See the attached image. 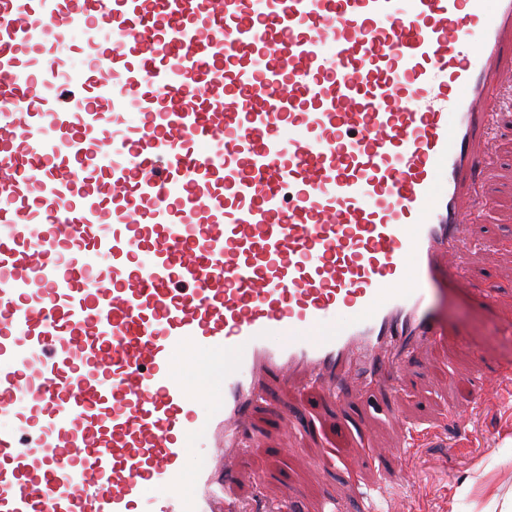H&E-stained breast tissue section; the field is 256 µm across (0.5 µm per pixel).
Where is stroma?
<instances>
[{
  "label": "stroma",
  "instance_id": "35a3bbf8",
  "mask_svg": "<svg viewBox=\"0 0 512 512\" xmlns=\"http://www.w3.org/2000/svg\"><path fill=\"white\" fill-rule=\"evenodd\" d=\"M486 186L488 206L475 209L478 239L465 252L460 274L440 285L423 284V303L445 327V339L404 355L408 385L386 382L370 391L337 387L336 397L296 392L272 384L252 418L253 445L239 459L248 508L263 496L287 491L300 512H319L334 499L343 512H363V490L385 486L384 512H501L512 495V393L493 385L464 388L466 375L487 365L512 367V137L499 143ZM396 392L393 415L377 412ZM303 402L304 423L283 432L282 417ZM428 430L410 467L361 463L353 452L338 463L313 461L337 432L354 448H396L408 433Z\"/></svg>",
  "mask_w": 512,
  "mask_h": 512
}]
</instances>
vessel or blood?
<instances>
[{"label": "vessel or blood", "mask_w": 512, "mask_h": 512, "mask_svg": "<svg viewBox=\"0 0 512 512\" xmlns=\"http://www.w3.org/2000/svg\"><path fill=\"white\" fill-rule=\"evenodd\" d=\"M78 28L106 66L49 105ZM506 86L512 0H0V512H242L270 383L367 387L445 336L420 285Z\"/></svg>", "instance_id": "obj_1"}]
</instances>
